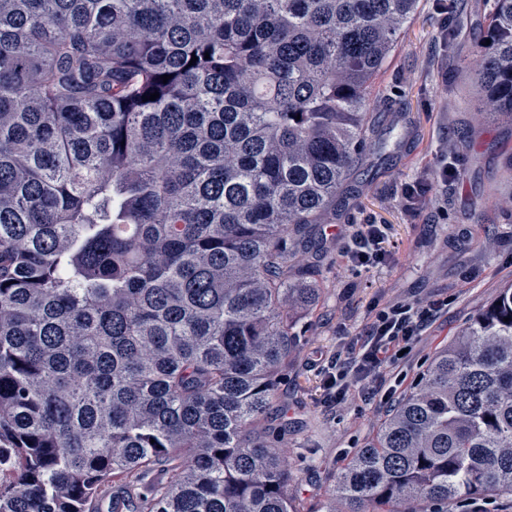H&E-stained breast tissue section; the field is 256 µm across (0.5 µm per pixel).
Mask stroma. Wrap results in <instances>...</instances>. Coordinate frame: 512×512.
I'll return each instance as SVG.
<instances>
[{
  "mask_svg": "<svg viewBox=\"0 0 512 512\" xmlns=\"http://www.w3.org/2000/svg\"><path fill=\"white\" fill-rule=\"evenodd\" d=\"M495 0H420L375 81L372 136L336 199L331 223L314 228L326 247L304 257L318 301L297 312L296 353L277 378L269 438L285 448L297 480L291 493L314 504L327 478L365 447L389 411L350 388L339 410L326 404L325 368L363 332L375 305L451 296L447 314L412 354L384 369L395 397L409 391L434 352L512 284V127L485 121L477 108L472 45ZM449 40H442L441 31ZM454 163L448 186L433 185L441 211H404L403 184ZM372 218L387 225L384 263L352 266L350 235Z\"/></svg>",
  "mask_w": 512,
  "mask_h": 512,
  "instance_id": "stroma-1",
  "label": "stroma"
}]
</instances>
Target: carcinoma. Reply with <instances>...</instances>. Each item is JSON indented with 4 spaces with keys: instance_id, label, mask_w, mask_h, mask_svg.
<instances>
[{
    "instance_id": "obj_1",
    "label": "carcinoma",
    "mask_w": 512,
    "mask_h": 512,
    "mask_svg": "<svg viewBox=\"0 0 512 512\" xmlns=\"http://www.w3.org/2000/svg\"><path fill=\"white\" fill-rule=\"evenodd\" d=\"M417 6L0 0V512H100L109 490L110 512L512 495V287L432 356L320 507L288 493L265 438L291 314L320 292L299 254ZM475 56L479 111L512 124V0Z\"/></svg>"
}]
</instances>
